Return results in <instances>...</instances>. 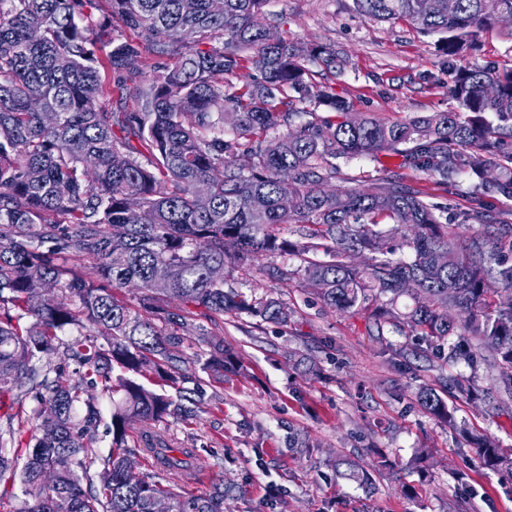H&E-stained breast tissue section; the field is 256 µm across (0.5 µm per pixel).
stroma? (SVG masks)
I'll use <instances>...</instances> for the list:
<instances>
[{
    "label": "stroma",
    "instance_id": "1",
    "mask_svg": "<svg viewBox=\"0 0 512 512\" xmlns=\"http://www.w3.org/2000/svg\"><path fill=\"white\" fill-rule=\"evenodd\" d=\"M264 12L275 34L345 52L341 73L319 65L312 71L351 111L398 120L457 110L448 94L447 57L435 37L406 22L365 18L353 0H268ZM474 58L512 69V27L481 32ZM339 166V189L399 177L446 215L460 217L472 203L468 176L439 184L408 168L400 150L343 159ZM284 261L296 271L297 259ZM226 285L284 301L292 316L280 328L248 314L225 315L224 347L242 372L226 374L220 408L188 424H166L174 446L199 451L197 480L170 478L183 493L224 485L232 491L225 512H512V481L485 469L463 437L416 400L422 385L442 394L475 379L479 396L453 402L458 419L512 447V397L498 390L485 362L472 368L443 353L420 357L423 343L410 328L376 321L375 299L350 310L328 307L297 271L282 282L237 268ZM294 352L314 360L320 375L296 371L288 360ZM297 433L309 436L311 447H289ZM423 450L429 456L422 471L408 468ZM339 459L362 465L372 486L340 475ZM408 486L415 499L403 495Z\"/></svg>",
    "mask_w": 512,
    "mask_h": 512
}]
</instances>
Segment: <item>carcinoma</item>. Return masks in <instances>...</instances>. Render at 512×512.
Instances as JSON below:
<instances>
[{"label": "carcinoma", "mask_w": 512, "mask_h": 512, "mask_svg": "<svg viewBox=\"0 0 512 512\" xmlns=\"http://www.w3.org/2000/svg\"><path fill=\"white\" fill-rule=\"evenodd\" d=\"M266 2L224 0L218 14L211 0H0V485L20 484L31 498L24 512H153L158 498L171 512H224L222 486L183 496L126 470L139 454L166 474L189 470L195 449L173 447L161 425L221 403L192 370L215 383L238 371L216 338L224 315L290 322L286 303L226 288L215 268L292 255L327 306L348 310L372 296L378 318L468 365L477 363L471 335L512 396V301L490 300L487 288L512 291V224L487 200L512 199V74L454 64L497 15L512 13V0H456L453 12L445 0H354L370 19L439 35L448 57L459 111L393 122L319 116L350 106L314 83L308 65L340 69L344 59L334 47L268 43L257 22ZM117 19L133 37L115 34ZM243 68L254 75L239 86ZM114 91L135 107H106ZM226 112L236 114L229 139ZM401 145L411 169L444 185L464 173L478 180L461 217L476 230L457 239L399 181L325 190L336 160ZM284 196L294 200L288 211ZM284 224L299 225L298 240L280 236ZM383 224L408 256L394 257ZM364 252L359 268L351 258ZM125 288L138 290L137 308L119 297ZM188 336L206 349L187 355ZM58 351L75 373L42 363ZM102 397L111 405L105 453ZM417 400L458 426L435 388L422 386ZM133 422L142 429L131 444ZM29 424L36 433L22 453L15 436ZM470 443L485 468L512 476V448L487 434ZM336 466L369 484L358 465Z\"/></svg>", "instance_id": "obj_1"}]
</instances>
